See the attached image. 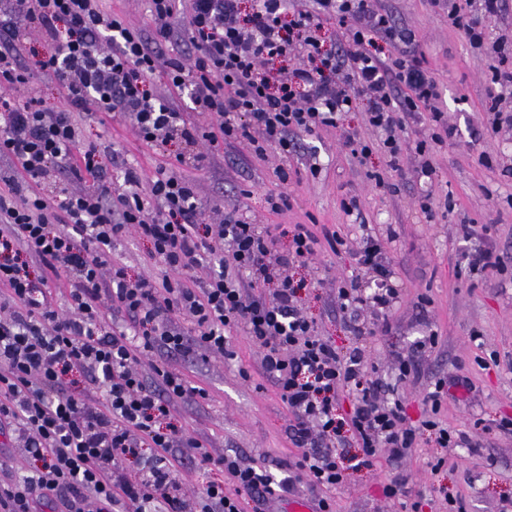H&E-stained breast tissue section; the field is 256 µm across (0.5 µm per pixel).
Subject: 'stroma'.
I'll return each mask as SVG.
<instances>
[{
	"mask_svg": "<svg viewBox=\"0 0 512 512\" xmlns=\"http://www.w3.org/2000/svg\"><path fill=\"white\" fill-rule=\"evenodd\" d=\"M374 5L415 31L416 52L436 80L438 105L456 130L437 148L432 182L418 177L409 152L401 172L389 174L388 187L376 186L368 174L385 170L381 149L362 160L336 132L322 131L300 136L288 159L274 151L258 159L222 143L210 148L209 164L196 174L198 195L215 213L240 205L255 224L285 230L325 224L347 235L350 245L365 229L383 238L385 261L402 293L391 311V331L367 339L372 361L385 365L393 350L414 354L422 336L436 335L431 350L414 355L415 370L397 390L414 422L426 414L423 398L436 380L464 376L471 384L469 393L445 400L438 418L450 432L482 441L480 451L444 450L425 436L400 461L378 455L333 491L335 512H408L415 501L422 512H448L449 496L462 498L467 512H512V434L499 428L502 419L512 420V131L490 128L489 102L499 92L491 81L495 57L457 35L447 13L430 0ZM475 129L480 139H472ZM82 140L124 151L144 178L162 160L160 151L138 141L129 122L104 114L83 121ZM282 169L291 173L290 207L276 214L265 194ZM427 186L433 191L428 215L417 205ZM350 198L357 199L358 214L344 212L342 203ZM465 224L475 229L467 240L461 233ZM350 245L336 252L322 248L309 266L293 271L306 284L303 304L317 333L343 349L354 338L336 306L334 281L356 266ZM474 247L504 256L505 270L469 266L466 255ZM150 253V244L132 234L113 250L132 276L157 273ZM230 349L224 358L176 362L191 385L207 392L200 406H177V423L204 439L212 455L238 453L281 480L296 453L285 432L288 406L262 375L260 354L246 336H232ZM441 456L447 464L431 472V462ZM395 477L405 478V494L390 500L382 488Z\"/></svg>",
	"mask_w": 512,
	"mask_h": 512,
	"instance_id": "obj_1",
	"label": "stroma"
}]
</instances>
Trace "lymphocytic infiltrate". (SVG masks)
<instances>
[{
	"mask_svg": "<svg viewBox=\"0 0 512 512\" xmlns=\"http://www.w3.org/2000/svg\"><path fill=\"white\" fill-rule=\"evenodd\" d=\"M431 2L445 5L450 26L475 48L486 44L484 19L504 9V0ZM8 3L0 9V157L10 163L0 171V437L31 466L14 476L0 454V512H263L300 481L319 492L314 512H334L326 493L347 479L337 449L344 438L361 466L380 452L402 458L426 434L441 448L469 444L437 419L445 380L425 394L429 415L409 424L395 390L411 360L394 355L385 378L366 351L367 336L391 331L400 297L378 237L362 235L355 272L336 286L358 340L344 352L316 334L301 304L304 284L290 270L318 244L334 249L346 238L298 224L287 249H277L272 225L247 221L238 207L207 220L191 176L207 166L208 146L288 155L297 135L341 129L363 102L388 168L400 171L411 148L418 175L432 177V145L455 130L414 54L412 29L370 0H252L247 10L241 0H149L145 30L102 0ZM328 25L347 51L324 48ZM35 32L50 53L23 58ZM185 40L192 53L162 56V46ZM491 46L497 133L512 129V113L501 109L512 98V58L505 42ZM38 77L55 84L63 108L33 93ZM187 88L192 109L182 112L168 95ZM417 112L427 113L432 133L411 146L405 130ZM109 113L130 121L142 144L176 141L182 152L142 179L121 151L83 143L79 118ZM341 131L353 156L371 154L374 144ZM116 170L122 181H113ZM129 234L150 243L158 276L132 277L113 261L114 243ZM60 276L63 308L49 289ZM237 330L288 406L286 433L298 453L278 482L238 454L213 457L205 440L172 422L176 404L196 405L206 392L171 359L227 356ZM153 356L149 378L141 364ZM344 393L353 407L341 415ZM211 466L222 479L188 493L183 470Z\"/></svg>",
	"mask_w": 512,
	"mask_h": 512,
	"instance_id": "lymphocytic-infiltrate-1",
	"label": "lymphocytic infiltrate"
}]
</instances>
